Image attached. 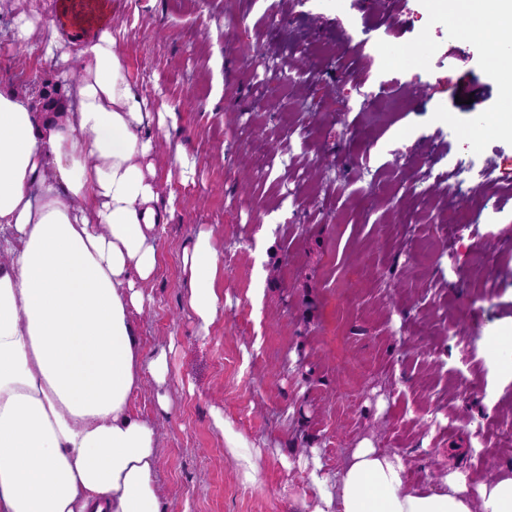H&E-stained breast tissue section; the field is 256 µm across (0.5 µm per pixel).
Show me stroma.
I'll return each instance as SVG.
<instances>
[{
  "instance_id": "35a3bbf8",
  "label": "stroma",
  "mask_w": 512,
  "mask_h": 512,
  "mask_svg": "<svg viewBox=\"0 0 512 512\" xmlns=\"http://www.w3.org/2000/svg\"><path fill=\"white\" fill-rule=\"evenodd\" d=\"M10 24L0 11V85L55 81L56 60L16 47ZM112 25L191 164L161 185L177 209L138 322L167 353L172 406L151 385L132 401L159 424L166 512H300L297 457L332 479L364 440L415 485L512 463V376L480 344L512 343V139L481 44L429 0H117ZM408 45L419 61L389 64ZM473 80L488 97L471 108L456 98ZM203 226L224 253L205 337L180 261ZM215 408L262 448L257 486Z\"/></svg>"
}]
</instances>
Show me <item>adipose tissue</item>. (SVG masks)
<instances>
[{
    "label": "adipose tissue",
    "instance_id": "adipose-tissue-1",
    "mask_svg": "<svg viewBox=\"0 0 512 512\" xmlns=\"http://www.w3.org/2000/svg\"><path fill=\"white\" fill-rule=\"evenodd\" d=\"M12 37L76 64L70 109L37 111L0 89V512H164L156 479L159 426L135 415L146 383L164 386L165 352L148 353L137 318L159 261L176 194L160 196L156 142L168 113L127 78L111 23L64 37L28 0H8ZM512 82V0H437ZM185 308L199 335L224 310L212 228L185 247ZM242 482L257 485L262 450L213 410ZM407 461L362 442L335 484L308 470L302 512H512V464L470 488L449 468L433 484L406 479Z\"/></svg>",
    "mask_w": 512,
    "mask_h": 512
}]
</instances>
